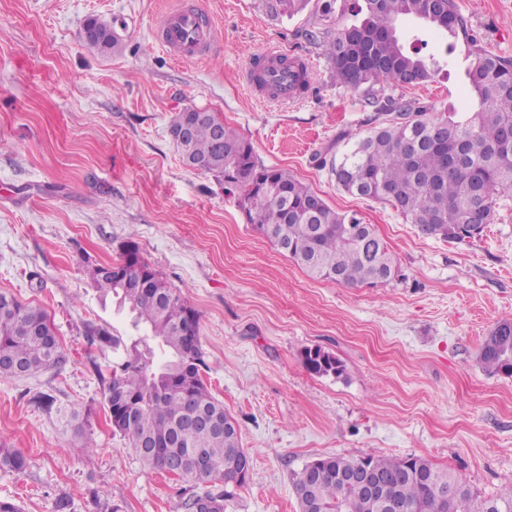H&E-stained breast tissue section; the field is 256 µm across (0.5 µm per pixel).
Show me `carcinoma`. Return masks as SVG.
I'll use <instances>...</instances> for the list:
<instances>
[{
    "instance_id": "1",
    "label": "carcinoma",
    "mask_w": 512,
    "mask_h": 512,
    "mask_svg": "<svg viewBox=\"0 0 512 512\" xmlns=\"http://www.w3.org/2000/svg\"><path fill=\"white\" fill-rule=\"evenodd\" d=\"M310 0H263L273 17L292 16ZM358 20L339 30L315 27L305 37L322 47L336 83L357 89L380 79L402 85L432 80L439 59L414 34L406 41L399 25L421 22L448 37V45L466 35V22L455 0H343ZM86 45L107 56L118 48L111 24L90 18L83 27ZM477 110L433 116L418 103L397 104L368 93L367 101L385 115L383 123L331 160H314L343 191L393 208L406 222L430 237L461 242L481 237L471 225L480 211L491 224L512 199V143L502 138L512 124V59L481 48L465 73ZM183 162L239 194L247 223L311 277L347 287L375 286L398 276L394 256L370 224L355 213L333 209L288 171L260 163L251 143L227 126L218 113L196 120L190 137L175 142ZM117 261L107 265L81 257L90 287L112 296L128 312L130 332L117 336L110 326L89 325L88 336L112 348V369L99 374L110 414L120 409L134 418L113 424L142 463L160 471L180 460V478L195 484L237 483V463L248 455L240 437L222 427L190 423L195 413L224 420V406L204 379L208 366L199 337L196 309L168 286L146 262L133 239L123 242ZM65 362L49 315L0 291V381L19 377L16 366L32 375ZM479 363L492 374L512 376V321L503 320L484 338ZM315 375L343 373L341 362L320 348L303 354ZM209 448L207 473L192 466L188 454ZM321 474L311 480L314 463ZM360 465L390 480L387 494L405 512H512V494L484 498L460 472L440 469L419 457L392 459L367 454L331 455L306 464L293 475L301 512H387L370 504L363 487L344 477ZM27 459L0 448V468L23 470ZM231 492L216 488L192 491L188 512H224Z\"/></svg>"
}]
</instances>
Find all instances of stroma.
<instances>
[{
    "mask_svg": "<svg viewBox=\"0 0 512 512\" xmlns=\"http://www.w3.org/2000/svg\"><path fill=\"white\" fill-rule=\"evenodd\" d=\"M324 0L293 17L261 0H0V290L46 310L67 357L62 369L0 381V446L21 471L0 469V501L21 512H184L188 482L146 467L112 430L98 370L111 349L85 333L122 317L88 284L81 254L118 259L134 237L142 257L189 297L212 394L237 421L252 459L225 512H299L292 478L322 456L421 457L465 473L480 494L512 493V377L482 369L485 336L512 320V203L481 240L422 235L387 205L337 187L314 154L342 153L378 127L368 94L436 112H471L470 45L512 59V0H456L468 36L446 50L431 81L337 85L306 29ZM213 16L219 44L204 62H179L152 30L168 8ZM96 17L120 48L101 57L83 40ZM277 46L312 61L309 90L289 106L250 98L249 55ZM218 113L265 165L288 170L340 212L373 225L400 276L347 288L309 277L247 224L236 194L186 166L169 134L187 107ZM336 356L342 376L310 374L305 349ZM42 393L51 410L35 405ZM84 410L78 419L71 406Z\"/></svg>",
    "mask_w": 512,
    "mask_h": 512,
    "instance_id": "1",
    "label": "stroma"
}]
</instances>
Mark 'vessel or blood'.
<instances>
[{
    "label": "vessel or blood",
    "instance_id": "vessel-or-blood-1",
    "mask_svg": "<svg viewBox=\"0 0 512 512\" xmlns=\"http://www.w3.org/2000/svg\"><path fill=\"white\" fill-rule=\"evenodd\" d=\"M153 36L179 61L203 60L217 44L215 24L203 21L201 11L182 7L165 11ZM284 55L283 49L272 46L250 57L243 74L244 88L249 95L281 105L301 96L302 83L310 79L312 65L308 60L294 59L289 67H282Z\"/></svg>",
    "mask_w": 512,
    "mask_h": 512
}]
</instances>
